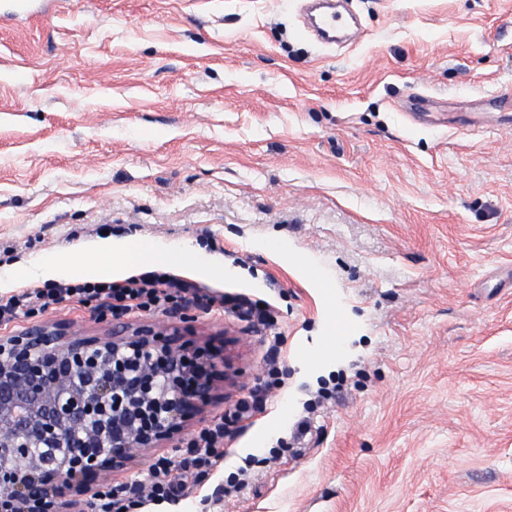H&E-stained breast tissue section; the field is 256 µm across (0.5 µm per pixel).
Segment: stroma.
I'll use <instances>...</instances> for the list:
<instances>
[{"instance_id":"35a3bbf8","label":"stroma","mask_w":512,"mask_h":512,"mask_svg":"<svg viewBox=\"0 0 512 512\" xmlns=\"http://www.w3.org/2000/svg\"><path fill=\"white\" fill-rule=\"evenodd\" d=\"M351 8L331 47L296 0L0 20V298L73 282L40 269L105 239L153 241L201 255L161 272L277 319L272 346L187 307L230 379L154 459L220 419L224 460L138 512H512V0ZM98 312L67 298L44 318L111 335ZM326 383L341 396L296 441ZM257 388L263 407L228 417Z\"/></svg>"}]
</instances>
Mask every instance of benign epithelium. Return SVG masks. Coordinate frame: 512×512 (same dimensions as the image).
Masks as SVG:
<instances>
[{"label": "benign epithelium", "instance_id": "benign-epithelium-1", "mask_svg": "<svg viewBox=\"0 0 512 512\" xmlns=\"http://www.w3.org/2000/svg\"><path fill=\"white\" fill-rule=\"evenodd\" d=\"M189 322L0 336V512H88L101 480L187 430L216 397L220 359Z\"/></svg>", "mask_w": 512, "mask_h": 512}]
</instances>
